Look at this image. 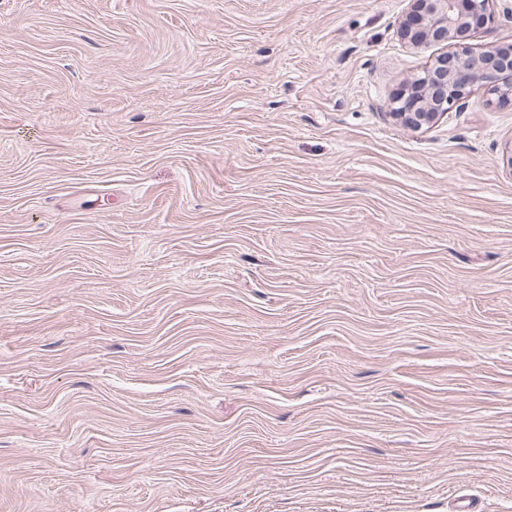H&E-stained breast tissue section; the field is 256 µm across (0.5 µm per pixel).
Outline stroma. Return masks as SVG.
I'll return each instance as SVG.
<instances>
[{"instance_id": "1", "label": "stroma", "mask_w": 512, "mask_h": 512, "mask_svg": "<svg viewBox=\"0 0 512 512\" xmlns=\"http://www.w3.org/2000/svg\"><path fill=\"white\" fill-rule=\"evenodd\" d=\"M410 6L0 0V512H512V106L395 119Z\"/></svg>"}]
</instances>
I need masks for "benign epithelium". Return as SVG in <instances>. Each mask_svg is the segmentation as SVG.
Masks as SVG:
<instances>
[{
  "instance_id": "7a95c632",
  "label": "benign epithelium",
  "mask_w": 512,
  "mask_h": 512,
  "mask_svg": "<svg viewBox=\"0 0 512 512\" xmlns=\"http://www.w3.org/2000/svg\"><path fill=\"white\" fill-rule=\"evenodd\" d=\"M492 0H412L400 36L413 46L446 43L452 50L435 58L419 79L392 96L391 114L412 129L464 106L474 88L512 103V46L475 55L466 38L495 22Z\"/></svg>"
}]
</instances>
